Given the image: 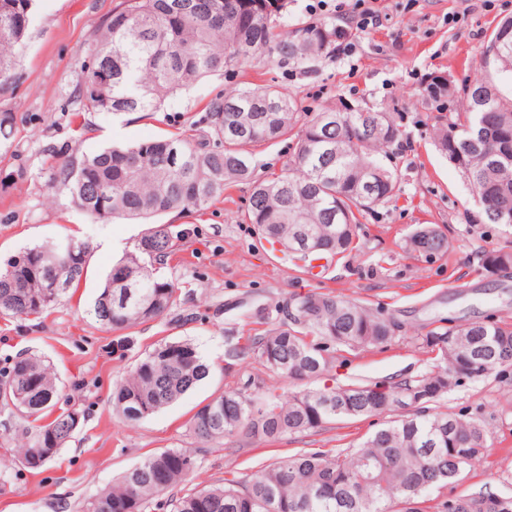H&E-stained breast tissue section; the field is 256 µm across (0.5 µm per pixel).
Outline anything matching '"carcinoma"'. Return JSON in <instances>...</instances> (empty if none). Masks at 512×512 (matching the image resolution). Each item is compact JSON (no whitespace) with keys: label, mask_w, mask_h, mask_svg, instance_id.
Returning <instances> with one entry per match:
<instances>
[{"label":"carcinoma","mask_w":512,"mask_h":512,"mask_svg":"<svg viewBox=\"0 0 512 512\" xmlns=\"http://www.w3.org/2000/svg\"><path fill=\"white\" fill-rule=\"evenodd\" d=\"M35 0H0V86L13 78L25 45ZM288 0H122L98 31L89 55L109 81L91 91L80 85L82 112H154L164 100L201 79L232 74L251 61L277 69L310 70L336 54L343 36L336 22L304 21L281 28ZM494 77L463 88L434 76L423 96L448 103L433 136L438 149L469 182L492 224L512 226V16L501 20L482 52ZM205 132L171 134L131 145H111L51 167L50 180L80 212L97 222L148 219L202 209L231 183L250 185L242 221L302 261L354 249L360 218L400 190L397 171L384 160L398 150L402 130L383 107L329 103L298 110L287 87L272 77L263 84L233 86L205 109ZM288 142L280 172L256 175L257 149ZM172 225L155 224L136 251L107 275L93 314L101 325L129 330L155 319L174 303L176 283L160 274L170 254ZM408 253L431 259L448 251L432 224H419ZM88 244L73 238L19 250L0 263V313L37 315L56 305L87 272ZM490 275L512 267V252L483 253ZM53 273L60 292L45 293ZM279 323L262 336L228 345L231 361L253 357L279 377L305 389L285 397L272 388L257 397L251 380L201 407L190 431L205 448L244 436L275 442L316 432L342 419L382 418L381 426L354 448L335 453L311 449L279 456L252 474L232 475L216 486L172 490L190 483L197 458L186 448L144 457L85 512H512V482L502 488L464 490L427 506V496L460 483L483 458L491 421L481 408L459 413L434 405L460 387L493 375L512 377V323L488 317L436 327L422 337L434 354L422 375L398 382L355 381L343 388L307 384L331 365V348L385 346L398 325L382 309L337 295H297ZM211 365L188 339L164 341L144 353L112 390V411L136 425L170 406L209 378ZM422 399H417V396ZM58 379L45 360L17 357L0 371V410L23 423L20 466L43 452L56 456L75 438L84 418L62 408ZM410 410L392 415L397 408Z\"/></svg>","instance_id":"obj_1"}]
</instances>
